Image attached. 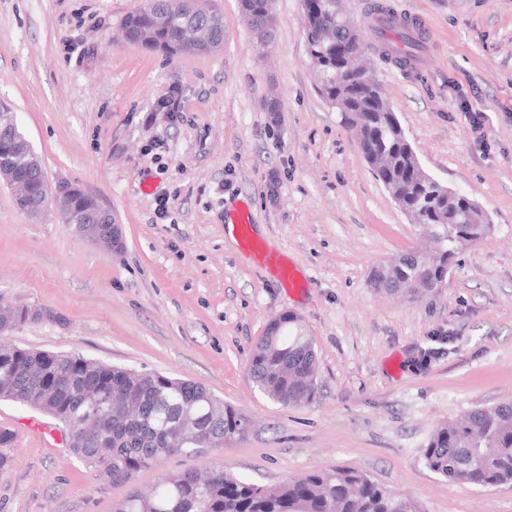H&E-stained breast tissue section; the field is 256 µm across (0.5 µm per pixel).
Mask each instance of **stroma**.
I'll use <instances>...</instances> for the list:
<instances>
[{
  "mask_svg": "<svg viewBox=\"0 0 512 512\" xmlns=\"http://www.w3.org/2000/svg\"><path fill=\"white\" fill-rule=\"evenodd\" d=\"M199 2L222 18L223 45L169 55L124 36L142 0H0V105L47 179L95 196L124 242L116 254L54 212L30 216L0 183V302L49 314L11 343L199 382L251 428L115 484L72 453L61 423L0 400L15 435L0 512H112L166 473L212 467L262 485L344 467L420 512H512V481L457 483L423 458L440 423L512 397V0H383L429 26L419 68L371 54L387 100L422 165L494 225L415 303L370 284L424 238L318 94L302 0H273L265 44L239 0ZM470 107L486 116L482 135ZM241 212L296 268L295 288L228 238ZM285 313L315 341L317 390L300 406L273 402L248 372ZM440 332L452 343L419 367Z\"/></svg>",
  "mask_w": 512,
  "mask_h": 512,
  "instance_id": "1",
  "label": "stroma"
}]
</instances>
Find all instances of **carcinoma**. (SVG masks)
Returning a JSON list of instances; mask_svg holds the SVG:
<instances>
[{
    "label": "carcinoma",
    "instance_id": "1",
    "mask_svg": "<svg viewBox=\"0 0 512 512\" xmlns=\"http://www.w3.org/2000/svg\"><path fill=\"white\" fill-rule=\"evenodd\" d=\"M317 16L307 21V29H322L334 40L344 41L348 25L336 22V0H316ZM378 21L393 27L406 46L402 52L385 49V55L401 66L408 65L416 45V30L399 26L389 9L375 7ZM126 37L149 48L177 52L181 33H197L194 43L203 52L224 41L221 18L203 7L183 10L173 0H144L143 6L124 23ZM326 74L319 88L326 101L339 99L344 111L361 113L364 143L385 153L389 161L378 178L398 188L418 217L422 230H436L442 235L431 261L408 253L382 269L384 281L377 288L400 293L411 301L442 286L463 244L479 241L492 230L490 224H459L457 215L469 204L461 196L455 201L433 185L421 182L413 168L410 143L395 112L388 107L376 75L365 88L363 80L342 72L336 60V46L314 38L307 42ZM11 165L20 179L30 185V195L22 199L27 207L38 203L42 180L40 167L28 163L17 150ZM75 212L74 230L83 234L84 225L96 224L107 234L111 225L99 223V215L81 188L71 200ZM49 318L42 312L19 309L8 319L0 315V370L12 367L8 383L22 395L37 391L41 363L38 352L22 349L6 340L9 332L29 321ZM317 359L313 337L291 314L274 320L254 347L249 371L258 388L271 400L298 405L315 394ZM53 377L62 383L55 406L68 421L80 419L84 391L102 385L112 393V413L104 421V434L77 442L73 453L86 467L114 483H126L137 473L150 469L161 460L190 454V447L171 445V428L187 412L201 415L208 403L219 405L203 385L172 377L158 371L140 372L133 377L128 369L89 359L78 354L57 355ZM222 420L212 428L204 422L200 436L213 431L231 440L245 436L250 418L230 405H220ZM426 466L449 480L477 486L512 481V401L491 408H475L463 418L438 427L424 449ZM114 512H418L415 502L374 482L363 473L346 468L317 469L274 486H263L235 476L229 471L211 479L193 471L166 474L148 493L132 492L119 501Z\"/></svg>",
    "mask_w": 512,
    "mask_h": 512
}]
</instances>
